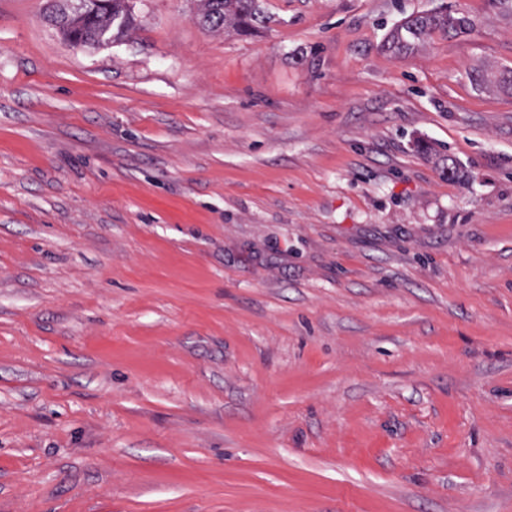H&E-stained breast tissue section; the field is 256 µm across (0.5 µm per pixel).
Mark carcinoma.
<instances>
[{"label":"carcinoma","mask_w":512,"mask_h":512,"mask_svg":"<svg viewBox=\"0 0 512 512\" xmlns=\"http://www.w3.org/2000/svg\"><path fill=\"white\" fill-rule=\"evenodd\" d=\"M196 16L201 25L215 33L234 32L248 34L266 25L268 17L260 0H195ZM48 21L61 38L72 47L86 45L106 46L128 35L134 18L128 0H105L94 15L84 16L70 7L68 0H55L50 5ZM472 29L465 18L448 13H423L411 15L393 28L383 44V49L400 57L415 49L418 42L429 33L439 30Z\"/></svg>","instance_id":"carcinoma-1"}]
</instances>
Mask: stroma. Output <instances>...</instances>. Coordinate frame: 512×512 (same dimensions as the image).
<instances>
[{
	"label": "stroma",
	"mask_w": 512,
	"mask_h": 512,
	"mask_svg": "<svg viewBox=\"0 0 512 512\" xmlns=\"http://www.w3.org/2000/svg\"><path fill=\"white\" fill-rule=\"evenodd\" d=\"M129 2L0 0V512H512V0ZM69 0H55L49 7L48 21L72 47L106 46L127 36L134 18L128 0H103L106 3L93 16H83L70 7ZM201 25L215 33L248 34L262 28L268 17L260 0H195ZM462 29L472 30L471 23L465 18L454 17L448 13L411 15L390 31L382 47L385 51L401 57L412 52L416 44L433 31L448 33L450 30Z\"/></svg>",
	"instance_id": "1"
}]
</instances>
